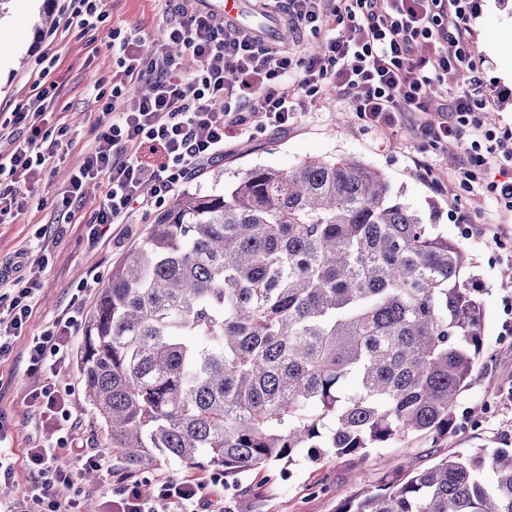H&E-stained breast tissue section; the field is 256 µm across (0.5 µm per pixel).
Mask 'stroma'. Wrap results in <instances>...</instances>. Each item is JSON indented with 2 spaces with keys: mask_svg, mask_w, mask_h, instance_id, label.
Masks as SVG:
<instances>
[{
  "mask_svg": "<svg viewBox=\"0 0 512 512\" xmlns=\"http://www.w3.org/2000/svg\"><path fill=\"white\" fill-rule=\"evenodd\" d=\"M65 0H0V22L15 31L12 51L0 66V112L25 102L32 69L44 51L56 62L57 103L72 145L63 159L51 162L24 209L11 223L0 224V264L16 250L28 252L27 264L39 271V290L26 330L15 340L10 357L0 360V420L4 421L15 462L42 433V419L27 405L36 385L27 372L28 345L45 325L65 309L76 288L87 284L94 302L113 267L144 237L158 205L135 208L126 223L111 225L105 235L90 238L88 223L100 188L89 185L73 208L72 222L60 219L56 195L94 146L100 132L95 119L111 95L113 71L120 54L113 37L141 40L149 49L166 42V25L178 7L221 14L224 0H103L102 21L93 27L38 34L44 7L59 9ZM469 52L477 63L487 127L512 133V0H474L466 22ZM435 112H408L391 128H378L353 110L351 95L339 90L305 99L287 130L253 128L250 135L228 140L224 156L204 163L198 177L184 184L187 192L220 191L255 167L288 170L305 161L351 158L381 171L392 189L412 207L433 216L434 223L467 251L482 289L483 351L453 412L447 433L391 442L364 457L332 453L317 461L299 458L290 475L273 467L244 480L248 492L230 493L222 472L209 467L168 464L139 469L143 494H151L157 478L167 475L205 480L214 506L231 512H339L349 500L390 481L432 467L441 458L474 448L512 446V212L500 209L481 182L460 185L454 171L457 151L438 142L432 125ZM70 401L77 447L107 455L119 471L124 460L114 454L108 433L85 399L78 363L55 376Z\"/></svg>",
  "mask_w": 512,
  "mask_h": 512,
  "instance_id": "stroma-1",
  "label": "stroma"
}]
</instances>
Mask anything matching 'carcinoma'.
Instances as JSON below:
<instances>
[{"mask_svg": "<svg viewBox=\"0 0 512 512\" xmlns=\"http://www.w3.org/2000/svg\"><path fill=\"white\" fill-rule=\"evenodd\" d=\"M464 248L353 159L176 197L86 315L85 397L132 468L251 472L444 434L483 350ZM340 512H512V448H475Z\"/></svg>", "mask_w": 512, "mask_h": 512, "instance_id": "cac0c4a2", "label": "carcinoma"}]
</instances>
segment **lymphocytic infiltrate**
I'll use <instances>...</instances> for the list:
<instances>
[{
  "instance_id": "obj_1",
  "label": "lymphocytic infiltrate",
  "mask_w": 512,
  "mask_h": 512,
  "mask_svg": "<svg viewBox=\"0 0 512 512\" xmlns=\"http://www.w3.org/2000/svg\"><path fill=\"white\" fill-rule=\"evenodd\" d=\"M472 8L473 0H288L289 31L323 28L328 33L319 52L304 59L248 30L225 35L223 20L213 14L179 10L169 23L168 40L194 60L193 72L184 73L172 58L157 66L141 42L122 43L110 100L96 119L101 132L57 206L68 211L86 183L99 181L104 190L94 224L102 230L123 223L135 206L164 201L201 162L222 157L226 140L245 134L250 120L285 129L302 100L329 84L357 90L356 112L378 127L396 124L405 112L430 111L434 74L475 70L466 50L465 24ZM144 80L151 81V92L130 95V88ZM55 88L50 68L37 70L26 103L0 114V132L26 133L12 153L0 154V223L20 210L21 191L38 184L62 147L46 127ZM438 108L445 118L435 135L459 150L456 178L461 183L478 180L493 159L512 163V146L506 136L484 127L470 90ZM151 149L161 156L154 164L143 159ZM6 284L15 291L9 305L0 306V358L21 336L36 294V282L24 274L22 263L0 270V285ZM83 301L82 294H74L29 345L27 373L40 384L28 402L40 413L43 433L25 451L23 500L1 503L0 512H28L32 504L39 512H76L71 493L81 470L58 463L74 451L71 411L52 377L70 362ZM114 478L111 512H155L158 498L178 512H209L205 481L165 477L150 499L134 475L118 472Z\"/></svg>"
}]
</instances>
